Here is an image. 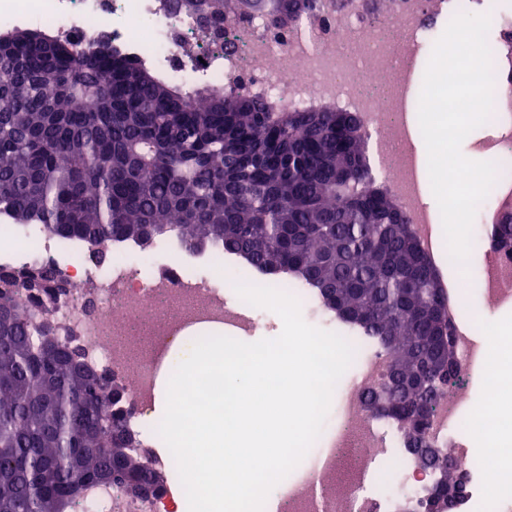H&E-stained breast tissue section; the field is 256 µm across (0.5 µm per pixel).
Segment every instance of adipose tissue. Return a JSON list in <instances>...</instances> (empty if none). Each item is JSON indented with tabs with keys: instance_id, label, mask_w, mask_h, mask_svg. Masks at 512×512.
Wrapping results in <instances>:
<instances>
[{
	"instance_id": "1",
	"label": "adipose tissue",
	"mask_w": 512,
	"mask_h": 512,
	"mask_svg": "<svg viewBox=\"0 0 512 512\" xmlns=\"http://www.w3.org/2000/svg\"><path fill=\"white\" fill-rule=\"evenodd\" d=\"M482 385L486 395L492 399L499 414V427L496 432H488L483 418H476L473 434L477 437L494 435L498 443L512 446V351L495 348L492 365L486 369L482 377Z\"/></svg>"
}]
</instances>
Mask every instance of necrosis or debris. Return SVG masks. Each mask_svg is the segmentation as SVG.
Wrapping results in <instances>:
<instances>
[{"mask_svg":"<svg viewBox=\"0 0 512 512\" xmlns=\"http://www.w3.org/2000/svg\"><path fill=\"white\" fill-rule=\"evenodd\" d=\"M490 13L492 65L497 90L495 120L506 132L493 158L512 153V0H316L311 11L284 25L255 13L224 9V45L214 46L195 16L173 12L168 0H0V25L25 24L74 39L95 33L114 50L148 62L185 86H221L247 93L272 107H331L357 113L373 136L372 154L389 194L409 216L424 254L434 266L444 255L434 220L420 202L424 177L415 175L407 149L412 136L405 117L418 102L409 94L437 23L458 12ZM512 214V173H499L481 214L480 284L487 307L512 305V251L500 247L495 225ZM56 267L69 284L53 312L60 339L84 350L86 362L122 381L125 408L137 446L160 468L175 471L172 455H160L159 435L148 421L154 395L153 367L184 328L217 323L236 337L256 331L253 306L236 294L225 271L251 272L242 255L223 248L186 252L177 240L154 250L131 241L112 244V262L98 266L86 244L44 229L0 230V267L32 263ZM463 283L442 286L451 339L467 377L484 370L490 353L461 297ZM358 348L353 377L338 391L330 432L315 442L319 468L298 466L278 485V512H399L400 493L417 504L432 479L418 467L408 443L387 419L367 413V400L385 380L387 357L378 343L347 326ZM468 385L441 398L427 430L431 447L454 449L466 478L454 512H472L491 481L486 461L473 457L462 437V403ZM170 489L142 499L109 488L86 492L76 512H172Z\"/></svg>","mask_w":512,"mask_h":512,"instance_id":"obj_1","label":"necrosis or debris"}]
</instances>
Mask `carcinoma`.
I'll list each match as a JSON object with an SVG mask.
<instances>
[{"label": "carcinoma", "mask_w": 512, "mask_h": 512, "mask_svg": "<svg viewBox=\"0 0 512 512\" xmlns=\"http://www.w3.org/2000/svg\"><path fill=\"white\" fill-rule=\"evenodd\" d=\"M176 6L204 8L210 31H224V0ZM2 217L97 246L100 259L114 240L150 246L176 227L188 252L219 243L267 276L296 274L328 309L356 315L389 370L426 365L428 387H388V418L415 448L460 378L439 274L372 176L355 113L195 94L98 36L15 29L0 44ZM67 288L52 266L0 268V512H71L89 487L151 478L112 410L124 388L56 336L50 309L35 336L19 307L22 291L53 303ZM417 460L448 469L432 503L458 497L448 451Z\"/></svg>", "instance_id": "cac0c4a2"}]
</instances>
